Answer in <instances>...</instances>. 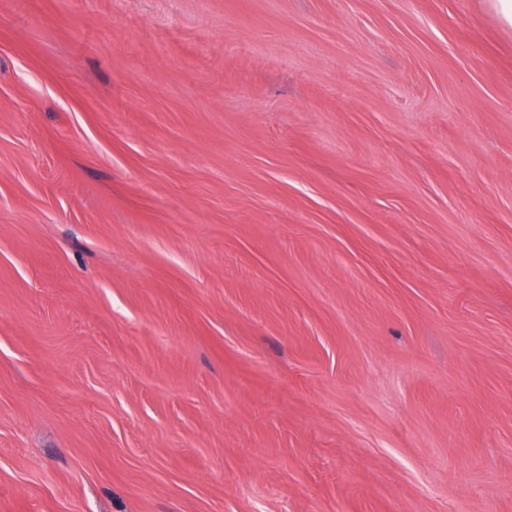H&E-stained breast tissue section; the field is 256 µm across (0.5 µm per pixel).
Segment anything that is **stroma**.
Segmentation results:
<instances>
[{
	"mask_svg": "<svg viewBox=\"0 0 512 512\" xmlns=\"http://www.w3.org/2000/svg\"><path fill=\"white\" fill-rule=\"evenodd\" d=\"M0 512H512L482 0H0Z\"/></svg>",
	"mask_w": 512,
	"mask_h": 512,
	"instance_id": "stroma-1",
	"label": "stroma"
}]
</instances>
